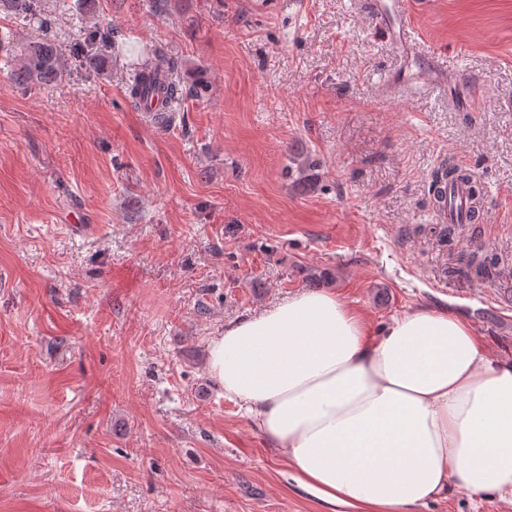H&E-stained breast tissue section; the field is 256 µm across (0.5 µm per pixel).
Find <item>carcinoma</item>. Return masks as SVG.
<instances>
[{
  "mask_svg": "<svg viewBox=\"0 0 512 512\" xmlns=\"http://www.w3.org/2000/svg\"><path fill=\"white\" fill-rule=\"evenodd\" d=\"M0 5L11 8L14 13L38 20L40 29H48L51 19L41 12L40 0H0ZM175 66L160 71L151 58L138 64L133 83L128 86V98L134 107H139L149 94H162L164 99L174 103L193 91L182 87L175 79ZM66 76V68L54 42L44 36L33 37L22 49L20 62L11 70L9 81L19 87L47 86L55 84ZM463 183L469 186V196L473 204H479L483 188L473 175L450 165L438 167L432 176L431 192L433 206L440 208L443 200L442 188Z\"/></svg>",
  "mask_w": 512,
  "mask_h": 512,
  "instance_id": "carcinoma-1",
  "label": "carcinoma"
}]
</instances>
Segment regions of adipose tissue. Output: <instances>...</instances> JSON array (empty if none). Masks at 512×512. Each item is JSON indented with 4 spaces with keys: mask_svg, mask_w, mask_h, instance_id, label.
Wrapping results in <instances>:
<instances>
[{
    "mask_svg": "<svg viewBox=\"0 0 512 512\" xmlns=\"http://www.w3.org/2000/svg\"><path fill=\"white\" fill-rule=\"evenodd\" d=\"M207 369L294 482L351 512H416L448 488L512 498V363L419 309L373 335L336 294L301 292L230 324Z\"/></svg>",
    "mask_w": 512,
    "mask_h": 512,
    "instance_id": "ef3b65f1",
    "label": "adipose tissue"
}]
</instances>
